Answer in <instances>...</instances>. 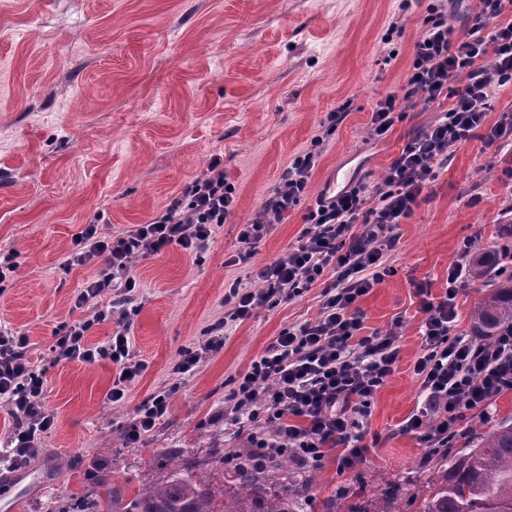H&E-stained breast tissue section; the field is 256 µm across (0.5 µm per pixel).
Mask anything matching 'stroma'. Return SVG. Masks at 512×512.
Masks as SVG:
<instances>
[{
  "mask_svg": "<svg viewBox=\"0 0 512 512\" xmlns=\"http://www.w3.org/2000/svg\"><path fill=\"white\" fill-rule=\"evenodd\" d=\"M433 0H0V327L25 334L45 370L43 410L53 424L24 468L0 469V506L77 512L85 491L129 496L167 478L170 460L221 472L225 451L244 447L226 397L237 376L288 326L317 316L321 288L244 323H225L231 285L259 288L257 270L294 246L304 206L275 224L249 264L232 266L241 225L261 212L282 171L318 148L310 195L328 185L377 183L409 137L451 107L449 97L407 106L380 139L376 101L403 95L414 45ZM394 54L391 64L382 58ZM341 111L336 125L329 112ZM221 159L237 190L232 214L209 247L172 245L138 259L131 354L145 363L123 401L109 398L111 362L54 363L60 324L93 319L111 296L80 307L92 275L64 260L83 225L103 234L145 224L193 178ZM512 161L472 138L457 148L396 229L392 272L360 300L366 331L396 329L400 360L371 401L364 458L341 468L329 450L308 488L315 501L370 494L390 481L424 485L435 460L403 432L418 403L412 367L420 352V301L440 296L463 251L493 258L459 292L452 333L475 338L473 310L501 283V249L512 243ZM224 325V348L193 372L173 374L187 348ZM177 391L170 411L137 443L125 437L151 393Z\"/></svg>",
  "mask_w": 512,
  "mask_h": 512,
  "instance_id": "stroma-1",
  "label": "stroma"
}]
</instances>
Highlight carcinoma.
Returning a JSON list of instances; mask_svg holds the SVG:
<instances>
[{
	"label": "carcinoma",
	"mask_w": 512,
	"mask_h": 512,
	"mask_svg": "<svg viewBox=\"0 0 512 512\" xmlns=\"http://www.w3.org/2000/svg\"><path fill=\"white\" fill-rule=\"evenodd\" d=\"M481 335L491 340L512 327V280L498 286L474 308ZM288 468V459L271 461L266 473L240 460L223 469V484L208 473L172 469L166 480L142 486L129 498L102 501L90 496L82 512H308L305 486ZM408 495L400 484L373 491L368 499L331 498L322 512H403ZM416 512H512V424L471 430L469 448L440 456L425 486L411 494Z\"/></svg>",
	"instance_id": "1"
}]
</instances>
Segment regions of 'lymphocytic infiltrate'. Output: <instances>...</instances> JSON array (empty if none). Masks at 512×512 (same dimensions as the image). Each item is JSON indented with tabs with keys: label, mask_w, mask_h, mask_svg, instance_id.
Wrapping results in <instances>:
<instances>
[{
	"label": "lymphocytic infiltrate",
	"mask_w": 512,
	"mask_h": 512,
	"mask_svg": "<svg viewBox=\"0 0 512 512\" xmlns=\"http://www.w3.org/2000/svg\"><path fill=\"white\" fill-rule=\"evenodd\" d=\"M508 11L512 0H479L470 36L458 40L452 37L454 26L447 16L426 22L415 45L406 92L376 101L372 135L388 133L407 100L432 102L447 95L452 74L466 71L471 78L456 93L449 112L414 135L379 182L307 199L319 159L318 153L307 152L283 171L261 216L239 230L240 249L230 258L235 265L250 262L279 217L299 204L307 206L306 228L296 246L257 271L260 288L233 286L225 293V321H247L258 308L290 302L316 282L324 284L319 314L283 329L239 374L229 396L244 417L242 431L256 458L287 454L301 466L317 467L335 447L341 466L364 457L367 448L360 429L371 399L394 371L400 345L393 330L363 334L358 300L389 276L385 257L396 244L397 225L412 212L454 148L478 136L485 144L512 152V110L501 113L494 125L485 123L491 90L512 81V20L502 19ZM236 196L234 184L225 180L221 162L215 159L150 222L109 237L102 236L97 225H84L65 263L94 265L98 271L85 282L77 305L98 300L117 280L133 291L136 258L172 244L190 253L206 250L215 229L231 215ZM357 224L364 227L358 235L352 232ZM470 265V258L461 257L449 267L440 299L421 302V352L413 366L421 405L403 429L420 434L430 448L447 447L461 425L487 415L496 399L512 390V329L489 342L452 333L455 299ZM125 303V298L115 299L109 310L97 314L98 320L110 318L115 323L106 343L86 344L94 321L82 320L61 325L52 345L58 362L107 360L115 365L109 393L115 403L124 399L129 384L145 369L130 353ZM27 348L26 336L0 329V402L12 418L6 445L0 448V465L13 470L39 454L51 426L42 410L45 373L32 365ZM172 395L169 389L155 392L137 407L127 426L129 440L138 441L168 415Z\"/></svg>",
	"instance_id": "obj_1"
}]
</instances>
